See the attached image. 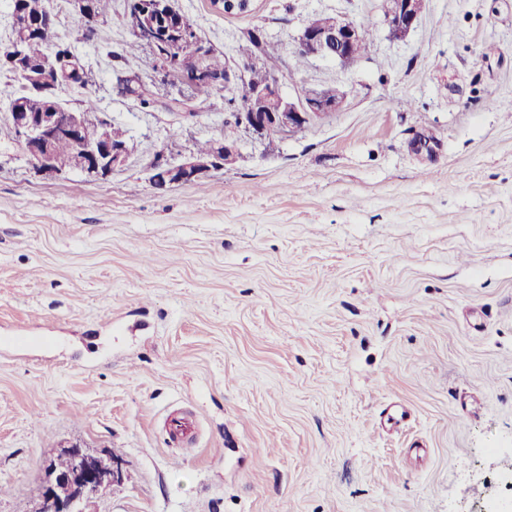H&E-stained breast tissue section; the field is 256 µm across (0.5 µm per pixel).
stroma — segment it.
Masks as SVG:
<instances>
[{"label": "stroma", "instance_id": "stroma-1", "mask_svg": "<svg viewBox=\"0 0 512 512\" xmlns=\"http://www.w3.org/2000/svg\"><path fill=\"white\" fill-rule=\"evenodd\" d=\"M92 98L135 145L103 179L37 175L0 138V512H37L43 459L121 462L84 512H479L512 468V0H174L226 58L260 28L295 100L340 111L156 189L171 147L224 139L230 91L192 98L132 39L50 0ZM371 19L343 66L297 63L307 16ZM134 77L140 107L117 79ZM177 409L192 444H169ZM392 1V9L391 8ZM381 0L388 5L385 24L399 38L406 37L417 25L425 8V0ZM389 12V13H388ZM388 13V15H387ZM387 15V16H386Z\"/></svg>", "mask_w": 512, "mask_h": 512}]
</instances>
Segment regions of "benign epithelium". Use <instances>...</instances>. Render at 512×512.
<instances>
[{
	"mask_svg": "<svg viewBox=\"0 0 512 512\" xmlns=\"http://www.w3.org/2000/svg\"><path fill=\"white\" fill-rule=\"evenodd\" d=\"M153 4L156 15L188 22V18L173 6L172 0H153ZM424 8L425 0H392L385 24L398 37L404 38L415 28ZM13 16L15 27H29L33 37L42 36L55 27L54 15L46 9L43 0H15ZM126 21L136 39L153 51L157 71L167 75L171 66L176 65L182 71L181 82L191 89L196 88L204 71L194 41L183 44L174 57L158 54L155 21L149 13L132 9L126 14ZM297 42V51L342 65L353 62V51L361 53L367 45L358 24L339 15L316 30H302ZM27 44L25 36L14 39L9 45L8 62L23 73L33 90L58 89L56 56H48L43 73H37L28 66ZM248 67L249 64L244 62L237 66L228 65L226 69L237 78L236 87L244 88L245 95L242 104L231 113L233 122L255 140L265 142L272 137L286 140L313 118L342 108L344 94L336 89H319L297 101L287 99L280 91L276 76L264 86L245 87ZM5 122L12 130L13 143L22 150L38 175L58 176L71 171L90 178H105L124 165L128 158L125 146L112 141L111 120L96 112H73L59 100L51 111L37 116L31 112H8ZM60 139L78 144L72 166L67 170L58 168L53 160V148ZM218 149V158L194 152L185 159H177L172 151L163 149L149 165V180L162 189L200 179L215 168L237 161L236 144L220 143ZM64 452L74 461L71 470L58 471L53 458L42 463L48 472L40 496L42 512H83V503L90 496L124 480L121 464L110 456H94L81 448H66Z\"/></svg>",
	"mask_w": 512,
	"mask_h": 512,
	"instance_id": "obj_1",
	"label": "benign epithelium"
}]
</instances>
